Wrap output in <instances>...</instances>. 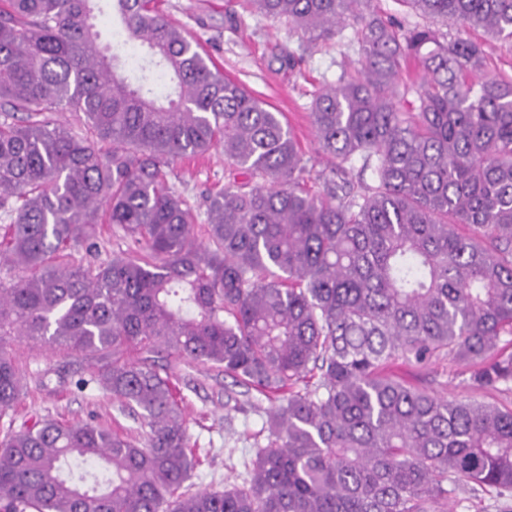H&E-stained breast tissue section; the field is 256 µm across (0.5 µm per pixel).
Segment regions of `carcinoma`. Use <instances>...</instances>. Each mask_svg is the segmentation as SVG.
<instances>
[{
	"instance_id": "obj_1",
	"label": "carcinoma",
	"mask_w": 512,
	"mask_h": 512,
	"mask_svg": "<svg viewBox=\"0 0 512 512\" xmlns=\"http://www.w3.org/2000/svg\"><path fill=\"white\" fill-rule=\"evenodd\" d=\"M99 2L0 0V267L24 272L0 282V415L22 388L1 343L23 336L112 356L95 380L144 432L42 419L11 433L0 512H449L460 490L511 494L512 408L397 372L448 355L472 392L512 384V80L485 70L482 44L400 34L370 0H251L309 43L358 25L359 76L312 104L334 161L313 192L282 113L157 0H107L124 34L109 44ZM405 2L512 43V0ZM410 59L423 80L402 81ZM219 147L201 241L167 169ZM357 157L371 182L345 178ZM103 224L126 248L68 260ZM162 354L276 397L242 483L186 485Z\"/></svg>"
}]
</instances>
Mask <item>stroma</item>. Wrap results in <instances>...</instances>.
<instances>
[{
  "label": "stroma",
  "instance_id": "35a3bbf8",
  "mask_svg": "<svg viewBox=\"0 0 512 512\" xmlns=\"http://www.w3.org/2000/svg\"><path fill=\"white\" fill-rule=\"evenodd\" d=\"M161 6L173 22L202 40L226 77L283 113L311 175L329 171L332 161L316 144L311 103L318 90L336 82L340 74L356 76L359 44L352 25L314 46L292 35L285 23L256 12L249 0H161ZM286 50L294 53L295 67L282 65L280 57ZM168 183L198 215H205L206 191L224 184L223 150L176 163ZM5 349L20 369L23 392L18 404L0 416V438L43 418L139 430V423L91 382L95 359L14 337L6 340ZM172 371L195 454L190 485L220 489L242 482L256 446L266 441L269 400L208 365L176 362ZM400 371L440 396L469 393L465 365L448 357L426 366L404 364Z\"/></svg>",
  "mask_w": 512,
  "mask_h": 512
}]
</instances>
